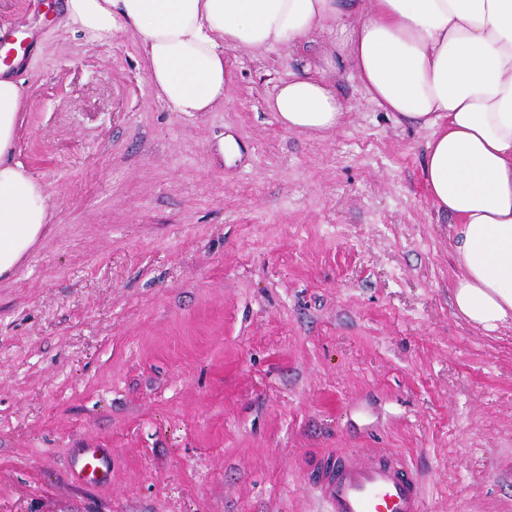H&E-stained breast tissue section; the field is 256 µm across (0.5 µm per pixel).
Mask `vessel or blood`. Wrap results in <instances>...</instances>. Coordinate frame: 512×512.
<instances>
[{
    "mask_svg": "<svg viewBox=\"0 0 512 512\" xmlns=\"http://www.w3.org/2000/svg\"><path fill=\"white\" fill-rule=\"evenodd\" d=\"M74 476L107 483L111 457L104 448H80L72 456ZM316 490L327 512H423L419 481L398 456L366 450L353 459L344 453L326 457Z\"/></svg>",
    "mask_w": 512,
    "mask_h": 512,
    "instance_id": "1",
    "label": "vessel or blood"
}]
</instances>
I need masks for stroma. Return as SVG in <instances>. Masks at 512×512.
I'll return each mask as SVG.
<instances>
[{
  "label": "stroma",
  "mask_w": 512,
  "mask_h": 512,
  "mask_svg": "<svg viewBox=\"0 0 512 512\" xmlns=\"http://www.w3.org/2000/svg\"><path fill=\"white\" fill-rule=\"evenodd\" d=\"M64 2L0 0L15 157L54 201L0 279V512H324V457L366 448L424 512H512V326L455 309L429 131L348 77L339 127L284 129L283 50L228 52L227 102L174 111L134 30L88 40ZM86 447L106 485L74 478ZM74 476L92 484H105L111 476V457L106 448H78L72 455Z\"/></svg>",
  "instance_id": "obj_1"
}]
</instances>
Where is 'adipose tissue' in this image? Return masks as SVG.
<instances>
[{"label": "adipose tissue", "instance_id": "adipose-tissue-1", "mask_svg": "<svg viewBox=\"0 0 512 512\" xmlns=\"http://www.w3.org/2000/svg\"><path fill=\"white\" fill-rule=\"evenodd\" d=\"M67 24L104 41L134 29L147 76L177 112L223 104L227 51L310 49L266 101L287 130L339 126L336 82L354 78L396 122L429 130L423 175L454 224L457 311L512 323V0H67ZM23 90L0 66V276L52 216L13 157Z\"/></svg>", "mask_w": 512, "mask_h": 512}]
</instances>
